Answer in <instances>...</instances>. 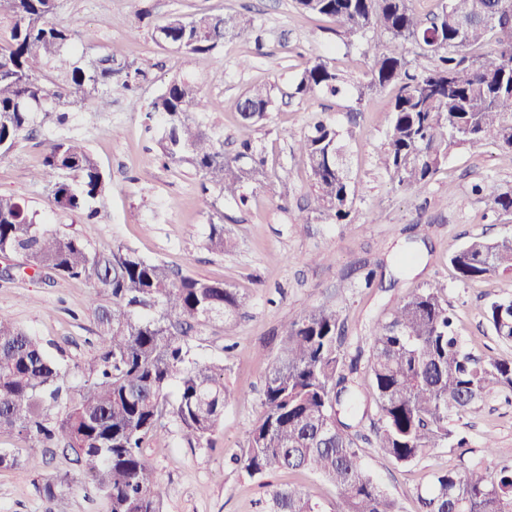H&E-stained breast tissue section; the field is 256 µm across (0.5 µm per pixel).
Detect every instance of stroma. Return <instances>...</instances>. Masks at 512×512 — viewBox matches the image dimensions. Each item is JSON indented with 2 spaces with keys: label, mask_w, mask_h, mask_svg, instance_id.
Masks as SVG:
<instances>
[{
  "label": "stroma",
  "mask_w": 512,
  "mask_h": 512,
  "mask_svg": "<svg viewBox=\"0 0 512 512\" xmlns=\"http://www.w3.org/2000/svg\"><path fill=\"white\" fill-rule=\"evenodd\" d=\"M144 8L156 19L224 13L250 20L251 26L213 53L190 57L152 39L138 19ZM57 18L75 30L87 53L117 45L148 70L150 79L140 89L143 103H150L174 76L196 79L211 103L202 119L222 136L225 154L234 155L238 142L248 138L267 161L269 178L263 187L248 190L247 204L214 192L202 194L191 171L164 163L161 120L129 111L117 87L111 111L85 107L64 126L41 129L0 158V192L24 199L38 219L81 236L96 249L122 244L182 274L222 281L243 299L236 318L211 321L189 341L193 357L223 364L231 393L212 446L189 447L172 427L143 450L166 489L163 512H266L268 486L284 484L307 492L322 512H333L335 490L318 476L281 471L263 482L238 462L264 411L263 381L280 352V329L312 306L340 311L353 356L369 352L373 325L398 302L439 282L447 288L462 346L480 355L512 358V343L499 340L484 318L491 301L512 296V275L465 282L449 262L470 238L512 234V216L492 207L496 194L512 189V153L456 150L421 195L397 189L376 164L394 96L390 87L366 93L355 116L345 97L281 95L266 120L241 127L237 103L252 85L286 87L318 57L329 58L354 82L370 65L361 46L348 45L329 19L301 12L295 0H61ZM245 59L250 62L246 68L241 65ZM317 112L352 131L348 166L358 190L357 223L293 220L311 192L294 144ZM61 137L84 140L109 178L94 220L52 211L46 189L31 178L41 165L45 140ZM477 184L482 194H473ZM378 213L382 223H371V215ZM213 222L234 237L232 252L205 248ZM368 274L373 277L369 285L364 282ZM94 286L90 278L35 276L21 256L0 255V315L36 337L71 375L98 356L88 311ZM450 424L466 433L468 449L434 448L403 468L365 448L367 469L403 512H416V494L432 472L459 466L461 456L478 455L486 438L496 442L497 462L512 463V402L487 399L451 417ZM65 471L74 474L78 468L59 450L27 475L0 470V512H46L41 486Z\"/></svg>",
  "instance_id": "obj_1"
}]
</instances>
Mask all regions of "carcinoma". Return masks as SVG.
<instances>
[{
	"instance_id": "cac0c4a2",
	"label": "carcinoma",
	"mask_w": 512,
	"mask_h": 512,
	"mask_svg": "<svg viewBox=\"0 0 512 512\" xmlns=\"http://www.w3.org/2000/svg\"><path fill=\"white\" fill-rule=\"evenodd\" d=\"M60 0H0V157L38 127L65 124L86 105L112 104V86L125 91L131 111L158 114L161 154L187 167L202 193L246 204L245 190L268 177L266 161L247 139L235 155L204 124L209 101L186 77L171 80L149 106L140 86L148 71L114 45L94 56L79 50L69 27L56 21ZM308 14L336 22L345 37L364 41L371 64L353 84L327 58L296 76L290 98L357 95L396 86L387 115L379 166L415 194L457 147L512 152V0H441L423 20L413 0H297ZM233 17L199 14L149 22L152 38L184 55H206L245 31ZM433 57L410 71L405 44ZM276 86L248 88L238 102L245 126L265 119ZM344 131L316 119L296 142L312 181L307 214L350 224L357 190L344 161ZM54 209L95 219L108 188L106 173L81 141L49 139L40 170ZM206 246L224 253L234 242L224 225L210 224ZM0 254H16L38 271L62 278L93 277L88 305L99 357L70 395L67 374L43 345L0 316V435L15 433L30 448H63L105 498L109 512H162L165 488L146 462L145 443L177 426L191 447L212 445L229 391L224 366L190 357L189 338L200 326L229 319L243 307L237 292L147 260L123 245L107 251L39 221L27 204L0 193ZM463 281L512 275V236L476 237L450 257ZM484 317L495 336L512 343V297L492 301ZM368 382L357 380L360 356L347 358L346 326L326 305L313 306L282 326L279 356L263 385L264 412L240 457L252 477L309 470L336 491L335 512H402L399 502L365 470L362 445L375 437L376 454L401 467L431 448H463L466 437L449 425L495 394L512 395V359L464 351L445 287L420 288L373 327ZM495 445L458 468L434 472L419 492L420 512H512V466L488 464ZM35 459L0 448V469L21 473ZM64 473L44 483L47 512H67ZM271 512H319L303 491L269 493Z\"/></svg>"
}]
</instances>
